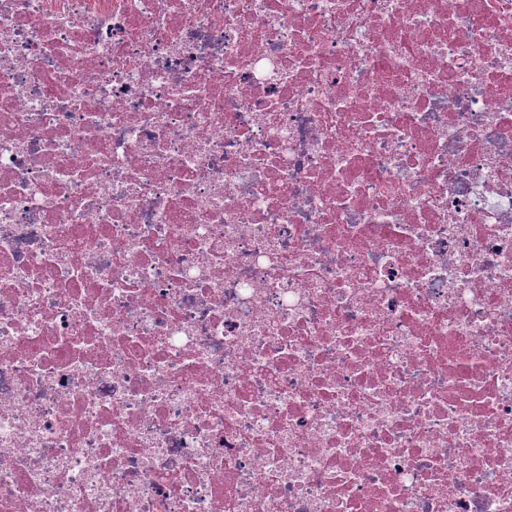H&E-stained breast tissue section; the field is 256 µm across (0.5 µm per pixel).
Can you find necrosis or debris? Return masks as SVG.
I'll return each instance as SVG.
<instances>
[{
	"label": "necrosis or debris",
	"instance_id": "1",
	"mask_svg": "<svg viewBox=\"0 0 512 512\" xmlns=\"http://www.w3.org/2000/svg\"><path fill=\"white\" fill-rule=\"evenodd\" d=\"M0 512H512V0H0Z\"/></svg>",
	"mask_w": 512,
	"mask_h": 512
}]
</instances>
